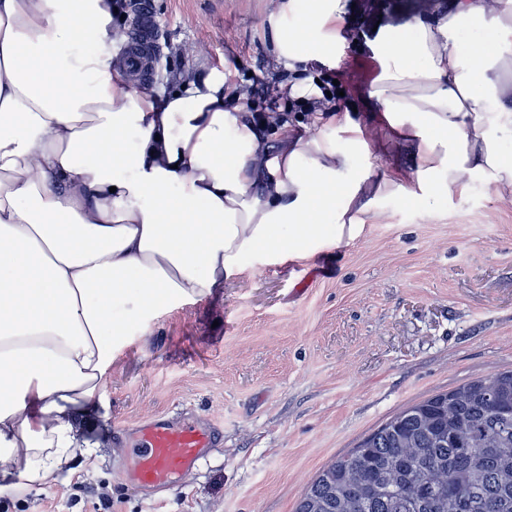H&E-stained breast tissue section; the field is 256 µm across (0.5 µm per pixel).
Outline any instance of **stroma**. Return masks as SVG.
Here are the masks:
<instances>
[{"label":"stroma","mask_w":512,"mask_h":512,"mask_svg":"<svg viewBox=\"0 0 512 512\" xmlns=\"http://www.w3.org/2000/svg\"><path fill=\"white\" fill-rule=\"evenodd\" d=\"M332 63L339 111L370 117L380 71L374 22L402 26L436 0H355ZM268 0H151L159 56L150 90L173 92L228 67L239 91L274 94L282 69L262 20ZM377 223L305 264H261L211 297L129 322L102 402L84 417L72 471L26 497L0 489V512H294L336 457L404 408L512 370V196L481 180L442 206L382 198ZM196 412L224 444L197 472L156 491L113 464L118 431ZM84 485L75 495V485Z\"/></svg>","instance_id":"1"}]
</instances>
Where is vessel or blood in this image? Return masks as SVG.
<instances>
[{"label":"vessel or blood","instance_id":"1","mask_svg":"<svg viewBox=\"0 0 512 512\" xmlns=\"http://www.w3.org/2000/svg\"><path fill=\"white\" fill-rule=\"evenodd\" d=\"M138 15L131 40L136 50L143 51L154 41L148 4H140ZM222 438V428L208 416L153 417L136 426L128 437L126 476L144 487L169 489L184 474L199 468Z\"/></svg>","mask_w":512,"mask_h":512}]
</instances>
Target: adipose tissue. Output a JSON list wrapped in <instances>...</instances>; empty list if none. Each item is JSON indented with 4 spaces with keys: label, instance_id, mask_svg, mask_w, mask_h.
<instances>
[{
    "label": "adipose tissue",
    "instance_id": "ef3b65f1",
    "mask_svg": "<svg viewBox=\"0 0 512 512\" xmlns=\"http://www.w3.org/2000/svg\"><path fill=\"white\" fill-rule=\"evenodd\" d=\"M114 0H0V481L49 487L85 446L82 414L107 392L130 321L211 296L248 260L304 264L353 243L379 199L433 208L480 179L512 195V8L438 0L378 26L379 109L321 104L301 66L336 55L347 0H270L263 24L289 72L276 92L320 103L312 132L259 135L211 69L179 91L133 86ZM475 25L490 40L462 49ZM91 34V47L77 43ZM410 147L414 173L379 171Z\"/></svg>",
    "mask_w": 512,
    "mask_h": 512
}]
</instances>
